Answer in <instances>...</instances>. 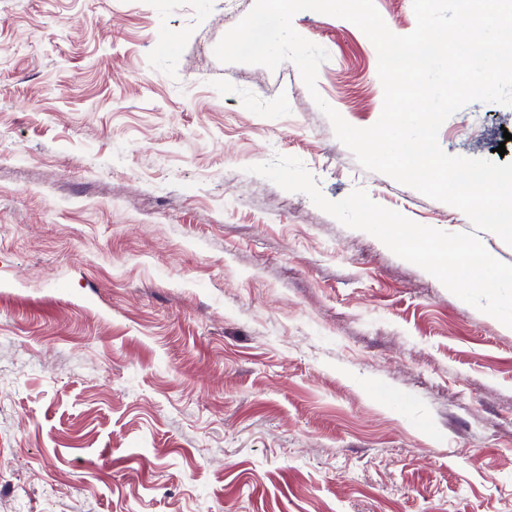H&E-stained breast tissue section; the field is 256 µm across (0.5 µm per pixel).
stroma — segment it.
Masks as SVG:
<instances>
[{"label": "stroma", "mask_w": 512, "mask_h": 512, "mask_svg": "<svg viewBox=\"0 0 512 512\" xmlns=\"http://www.w3.org/2000/svg\"><path fill=\"white\" fill-rule=\"evenodd\" d=\"M253 5L0 0V512H512V332L249 168L470 220L364 169L294 63L219 62ZM293 21L374 125L373 43ZM507 131L473 102L438 139Z\"/></svg>", "instance_id": "stroma-1"}]
</instances>
